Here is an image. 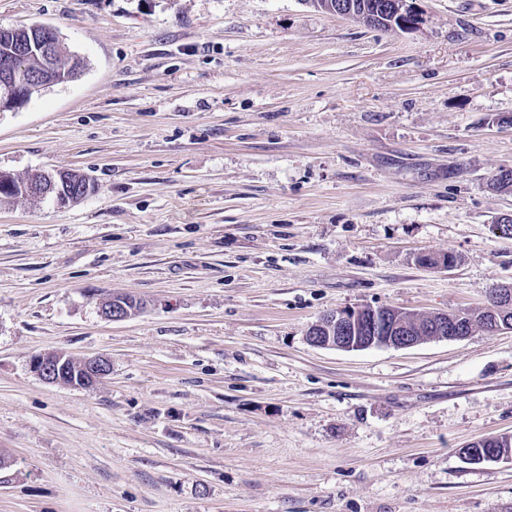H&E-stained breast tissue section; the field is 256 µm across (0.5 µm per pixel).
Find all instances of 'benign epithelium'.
Returning a JSON list of instances; mask_svg holds the SVG:
<instances>
[{"mask_svg": "<svg viewBox=\"0 0 512 512\" xmlns=\"http://www.w3.org/2000/svg\"><path fill=\"white\" fill-rule=\"evenodd\" d=\"M367 10L366 5H357L353 0H338L336 6L326 7L328 14L345 18H359L357 10ZM391 13L401 18L400 27L403 31H415L424 23L423 13L417 7V0H394ZM32 43H24L17 54L10 59H0V112L14 111L22 107L37 91L55 84L70 81L68 73L54 72L47 68L38 73L28 70L26 58L28 54H36L45 62H51L55 57L66 51L65 44L56 30L47 33L29 32ZM20 191L28 196H47L55 198L60 206L71 205L77 198L68 196L63 188L59 175L56 173L36 172L20 184ZM512 306V284L494 289L490 302L485 310L492 315L485 328L494 330L512 329V319L504 309ZM123 303L115 295L101 306V315L110 321H120L127 318L124 314ZM370 312V333L357 335L362 324L360 315ZM405 312L390 306L368 307L359 306L341 309L328 313L313 323L307 331V342L320 348H334L344 351L365 350L372 347L408 348L426 340V336H412L404 323ZM429 330L433 331L432 338L457 340L471 335L478 327L479 321L472 311L465 310L448 316L446 313H436L428 316ZM33 372L48 384H68L72 387H90L101 383L111 372L110 362L105 358L86 359L77 366L82 377L72 380L67 374V359L57 356L47 359L43 355L36 356L31 361Z\"/></svg>", "mask_w": 512, "mask_h": 512, "instance_id": "1", "label": "benign epithelium"}]
</instances>
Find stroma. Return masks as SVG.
Returning <instances> with one entry per match:
<instances>
[{"instance_id": "obj_1", "label": "stroma", "mask_w": 512, "mask_h": 512, "mask_svg": "<svg viewBox=\"0 0 512 512\" xmlns=\"http://www.w3.org/2000/svg\"><path fill=\"white\" fill-rule=\"evenodd\" d=\"M406 33L304 0H0L86 68L0 112V512H512V331L317 348L344 307L427 315L512 283V0ZM456 256L451 268L418 263ZM142 301L121 321L112 294ZM104 357L48 384L34 356ZM57 172H36L32 174L20 184V191L27 196L52 195L60 206L71 205L79 201L75 196L69 198ZM56 357L49 360L44 355H39L31 361L33 372L48 384L64 383L77 388L90 387L101 383L111 372V365L107 359L100 357L86 359L80 365H75L77 369L81 370L77 383L76 377L71 381L70 374H67L68 359L60 355Z\"/></svg>"}]
</instances>
